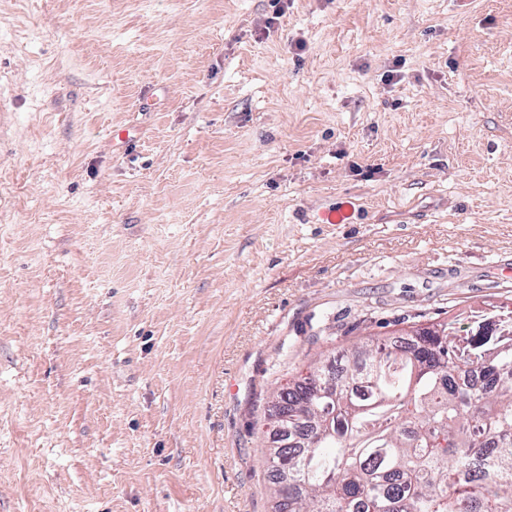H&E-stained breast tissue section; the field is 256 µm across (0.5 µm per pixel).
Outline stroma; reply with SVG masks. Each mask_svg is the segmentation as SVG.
<instances>
[{"instance_id":"35a3bbf8","label":"stroma","mask_w":512,"mask_h":512,"mask_svg":"<svg viewBox=\"0 0 512 512\" xmlns=\"http://www.w3.org/2000/svg\"><path fill=\"white\" fill-rule=\"evenodd\" d=\"M271 14L0 0V512H271V385L512 311V0Z\"/></svg>"}]
</instances>
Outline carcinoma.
Masks as SVG:
<instances>
[{
  "label": "carcinoma",
  "mask_w": 512,
  "mask_h": 512,
  "mask_svg": "<svg viewBox=\"0 0 512 512\" xmlns=\"http://www.w3.org/2000/svg\"><path fill=\"white\" fill-rule=\"evenodd\" d=\"M366 337L278 386V512H512V335L458 353L452 323Z\"/></svg>",
  "instance_id": "1"
}]
</instances>
